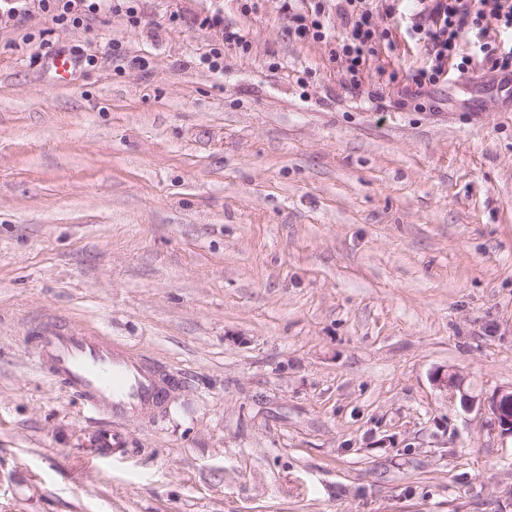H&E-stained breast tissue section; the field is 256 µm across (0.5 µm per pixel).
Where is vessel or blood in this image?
Masks as SVG:
<instances>
[{
  "instance_id": "obj_1",
  "label": "vessel or blood",
  "mask_w": 512,
  "mask_h": 512,
  "mask_svg": "<svg viewBox=\"0 0 512 512\" xmlns=\"http://www.w3.org/2000/svg\"><path fill=\"white\" fill-rule=\"evenodd\" d=\"M35 353L45 373L72 392L92 415L111 426L99 434V445H113V423L158 410L177 385L174 373L164 371L143 354L111 340L54 322L36 327Z\"/></svg>"
}]
</instances>
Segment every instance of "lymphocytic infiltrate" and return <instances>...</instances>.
I'll list each match as a JSON object with an SVG mask.
<instances>
[{
	"mask_svg": "<svg viewBox=\"0 0 512 512\" xmlns=\"http://www.w3.org/2000/svg\"><path fill=\"white\" fill-rule=\"evenodd\" d=\"M282 2L291 34L328 38L322 7L307 12L300 7V0ZM383 2L379 8L374 0H340L344 30L336 38L334 55L346 63L345 84L349 90L361 92L366 64L378 53L382 35L374 17L380 11L388 17L405 18V37L423 44L427 51L428 64L410 70L416 88L436 85L451 69L459 76H472L479 63L497 77L500 87L512 83V0H417L414 8L406 0ZM469 38L474 41V50L467 53L462 44Z\"/></svg>",
	"mask_w": 512,
	"mask_h": 512,
	"instance_id": "f902f5d3",
	"label": "lymphocytic infiltrate"
}]
</instances>
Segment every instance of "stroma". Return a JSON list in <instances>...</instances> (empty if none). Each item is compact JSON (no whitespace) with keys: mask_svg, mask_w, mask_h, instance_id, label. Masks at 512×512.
<instances>
[{"mask_svg":"<svg viewBox=\"0 0 512 512\" xmlns=\"http://www.w3.org/2000/svg\"><path fill=\"white\" fill-rule=\"evenodd\" d=\"M134 5L0 14V512H512V439L432 382L512 387V94L413 99L398 37L371 101L280 0ZM52 319L179 376L116 450ZM465 378L453 369H443L435 373L433 384L446 392L447 394L457 396L460 394V400L464 407H471L475 400L465 391Z\"/></svg>","mask_w":512,"mask_h":512,"instance_id":"1","label":"stroma"}]
</instances>
